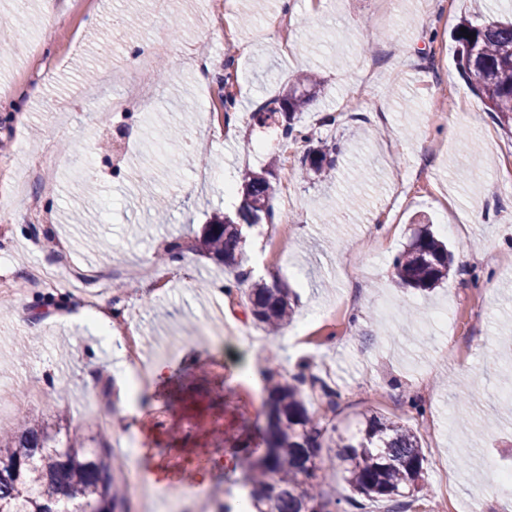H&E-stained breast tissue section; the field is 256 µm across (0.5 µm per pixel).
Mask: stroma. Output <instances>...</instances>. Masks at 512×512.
Listing matches in <instances>:
<instances>
[{
	"label": "stroma",
	"instance_id": "35a3bbf8",
	"mask_svg": "<svg viewBox=\"0 0 512 512\" xmlns=\"http://www.w3.org/2000/svg\"><path fill=\"white\" fill-rule=\"evenodd\" d=\"M473 8V0H401L388 20L382 0H0V84L14 87L0 99V163L8 165L0 281L48 264L50 233L69 241L79 263L117 267L143 358L167 365L154 393L175 411L125 447L121 351L82 312L45 311L36 293L0 304V383L46 392L37 411L65 415L84 441L108 445L153 481L168 478L161 448L203 454L221 437L225 454L257 457L263 446L248 426L263 422V398L239 389L236 367L220 377L208 369L210 334L223 325L213 290L235 273L194 245L212 213L240 205L226 186L272 162L274 217L243 230L251 279L236 294L237 318L266 343L260 359L285 379L303 365L314 374L329 365L327 382L340 394L333 424L371 411L419 431L427 489L410 512H433L443 492L447 512H473L480 495L486 512H512V496L488 492L489 461L512 467V273L497 259L512 253V199L491 191L512 175V132L475 108L456 68L452 33ZM282 10L291 42L278 29L255 38ZM130 14L139 18L133 29L123 22ZM153 40L166 73L147 79V108L102 120L105 99L126 93L136 55ZM201 60L212 76L238 75L220 138L206 116L221 111L222 90L202 85L192 68ZM306 70L320 74L325 91L301 125L308 138L335 144L331 180L303 173L305 141L250 119ZM37 162L55 167L53 179L34 176ZM146 171L152 198L139 185ZM17 181L43 217L9 198ZM426 220L454 253L448 280L429 294L394 287L393 259L414 222ZM278 224L293 227L282 260L262 265ZM471 240L478 250H465ZM176 242L179 262L157 260ZM179 265L191 281L174 278ZM260 279L299 295L291 324L275 335L246 308ZM479 298L486 307L477 321ZM102 374L114 385L107 436L95 426ZM422 380L430 392L420 395V416L405 400Z\"/></svg>",
	"mask_w": 512,
	"mask_h": 512
}]
</instances>
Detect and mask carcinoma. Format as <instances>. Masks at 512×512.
<instances>
[{
  "label": "carcinoma",
  "instance_id": "cac0c4a2",
  "mask_svg": "<svg viewBox=\"0 0 512 512\" xmlns=\"http://www.w3.org/2000/svg\"><path fill=\"white\" fill-rule=\"evenodd\" d=\"M466 32H461V29ZM458 43L460 76L475 92L482 110L500 126L512 130V21L473 18L460 22ZM321 79L315 73L298 77L277 99L285 109V139H305L296 120L314 97ZM317 175L335 169L331 148L325 144L303 158ZM272 171H247L242 177L243 201L235 216L213 213L198 239L197 248L226 268L245 262L243 227L271 217ZM452 266L446 244L426 226L419 228L393 260L397 284L422 291L440 287ZM249 311L259 324L278 331L288 325L294 310L292 292L275 281H256L248 294ZM265 455L247 476L245 502L250 512H336L340 500L323 485L326 469L340 473L353 494L384 500L396 509L408 508L427 485L421 438L414 429L374 412H364L355 428H326L309 409L304 387L320 384L326 410L338 407L336 390L301 371L280 380L266 371ZM62 418L50 423L27 415L17 429L0 434V512H125V493L115 479L120 465L108 448H86L76 434L62 432ZM333 449L324 459L323 447Z\"/></svg>",
  "mask_w": 512,
  "mask_h": 512
}]
</instances>
